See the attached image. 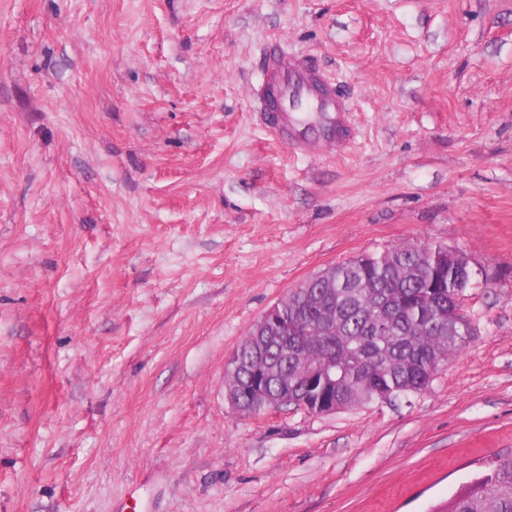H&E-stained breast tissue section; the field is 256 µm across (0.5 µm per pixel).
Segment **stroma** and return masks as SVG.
I'll list each match as a JSON object with an SVG mask.
<instances>
[{"instance_id":"1","label":"stroma","mask_w":512,"mask_h":512,"mask_svg":"<svg viewBox=\"0 0 512 512\" xmlns=\"http://www.w3.org/2000/svg\"><path fill=\"white\" fill-rule=\"evenodd\" d=\"M353 140L258 119L272 44ZM476 271L422 392L252 416L226 362L315 273ZM512 451V0H0V512H441Z\"/></svg>"}]
</instances>
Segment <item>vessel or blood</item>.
Segmentation results:
<instances>
[{"label": "vessel or blood", "mask_w": 512, "mask_h": 512, "mask_svg": "<svg viewBox=\"0 0 512 512\" xmlns=\"http://www.w3.org/2000/svg\"><path fill=\"white\" fill-rule=\"evenodd\" d=\"M255 91L264 124L302 155L347 144L352 137L346 101L305 57L283 49L266 54Z\"/></svg>", "instance_id": "vessel-or-blood-1"}]
</instances>
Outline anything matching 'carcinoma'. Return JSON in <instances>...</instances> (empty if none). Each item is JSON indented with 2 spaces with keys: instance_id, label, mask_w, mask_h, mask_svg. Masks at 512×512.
I'll list each match as a JSON object with an SVG mask.
<instances>
[{
  "instance_id": "obj_1",
  "label": "carcinoma",
  "mask_w": 512,
  "mask_h": 512,
  "mask_svg": "<svg viewBox=\"0 0 512 512\" xmlns=\"http://www.w3.org/2000/svg\"><path fill=\"white\" fill-rule=\"evenodd\" d=\"M431 251V246L401 243L384 255H361L334 266L336 275L352 278L355 287L283 300L288 343L300 345V362L307 368H327L333 381L326 389L343 407H362L384 393H419L429 386L432 372L464 349L457 268L448 266V287L439 293L402 276L403 267L431 259ZM382 301L390 305L385 329L373 319ZM321 304L336 307V326L323 336L299 335L296 326L313 321ZM297 369L291 362L281 366L272 386L286 384L299 398L316 401L321 382L306 383ZM445 512H512V452L494 455L485 474L463 487Z\"/></svg>"
}]
</instances>
